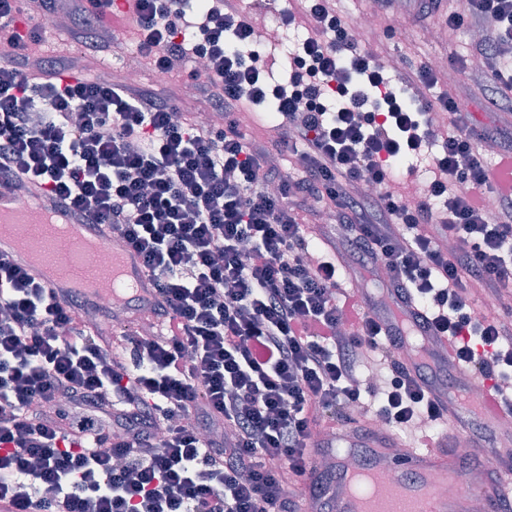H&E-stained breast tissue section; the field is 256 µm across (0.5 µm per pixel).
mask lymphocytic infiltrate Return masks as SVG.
<instances>
[{
  "label": "lymphocytic infiltrate",
  "instance_id": "lymphocytic-infiltrate-1",
  "mask_svg": "<svg viewBox=\"0 0 512 512\" xmlns=\"http://www.w3.org/2000/svg\"><path fill=\"white\" fill-rule=\"evenodd\" d=\"M61 12L92 53L133 18L139 65L189 68L223 125L150 85L82 75L80 57L43 58ZM280 15L309 34L272 84L276 58L239 0H0V185L37 184L108 225L158 297L149 322L91 331L80 294L0 255V512H303L332 481L318 458L337 411L444 432L386 320L343 291L353 260L512 395V192L489 182L460 106L512 113L494 92L512 88V0L449 12V29L482 36L448 72L386 71L335 0ZM457 72L464 95L435 94ZM270 99L276 138H248L238 113ZM425 150L430 181L403 195L392 162ZM321 210L335 226L316 252Z\"/></svg>",
  "mask_w": 512,
  "mask_h": 512
}]
</instances>
